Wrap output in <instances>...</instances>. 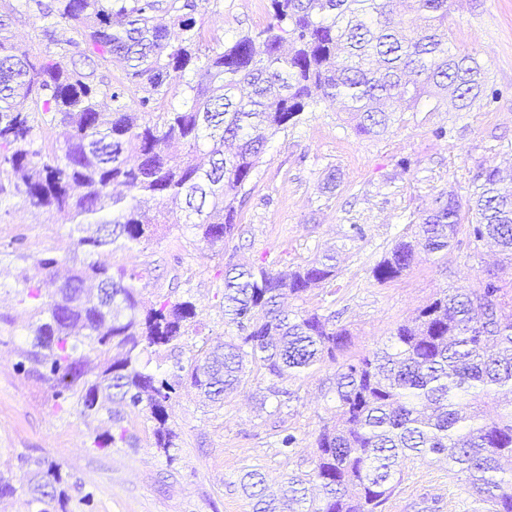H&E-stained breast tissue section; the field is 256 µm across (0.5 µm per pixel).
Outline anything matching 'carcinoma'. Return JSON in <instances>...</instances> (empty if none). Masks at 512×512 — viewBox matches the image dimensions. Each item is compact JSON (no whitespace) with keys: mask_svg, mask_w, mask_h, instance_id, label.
Segmentation results:
<instances>
[{"mask_svg":"<svg viewBox=\"0 0 512 512\" xmlns=\"http://www.w3.org/2000/svg\"><path fill=\"white\" fill-rule=\"evenodd\" d=\"M36 5L35 53L14 42L0 14V197L15 193L32 208L67 216L84 259L60 281L61 259H36L43 279L24 281L20 302L31 305L28 373L50 384L54 397L77 398L84 414L101 398L149 410L160 448L173 447L167 406L179 382L138 366L149 349L174 353L196 316L189 299L162 297L139 309L140 275L92 260L105 246L130 249L158 225L185 223L213 246L235 229L236 202L246 193L269 138L334 101L356 134L382 137L398 112L423 101L436 112L452 99L460 111L489 106L488 66L448 46L451 0H410L422 24L406 30L398 0H270V22L229 43L208 34L202 18L215 0H18ZM170 16L179 35L154 24ZM74 37L62 41L58 30ZM114 61L123 78L98 69ZM179 106L158 111L174 86ZM49 128L60 147L38 145ZM185 153H167L169 143ZM467 204L440 195L414 236L400 241L373 268L379 283L406 274L420 253L453 246L469 219L475 241H492L512 260V178L496 167ZM336 278L326 252L295 269L228 264L224 317L238 334L185 367L187 379L213 404L240 388L246 363L281 378L349 346L332 317L294 315L279 299ZM512 294L494 273L476 288L440 292L386 342L350 357L336 371V420L315 439L307 471L288 479L280 502L267 499L263 479L248 472L256 512H380L407 463L444 459L448 471L488 503L512 512V321L502 310ZM60 466L35 475L32 501L65 508Z\"/></svg>","mask_w":512,"mask_h":512,"instance_id":"carcinoma-1","label":"carcinoma"}]
</instances>
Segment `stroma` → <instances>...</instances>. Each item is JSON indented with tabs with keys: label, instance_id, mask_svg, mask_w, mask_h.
<instances>
[{
	"label": "stroma",
	"instance_id": "obj_1",
	"mask_svg": "<svg viewBox=\"0 0 512 512\" xmlns=\"http://www.w3.org/2000/svg\"><path fill=\"white\" fill-rule=\"evenodd\" d=\"M269 0H218L203 18L212 35L232 40L266 26ZM453 49L488 63V85L500 97L478 112H402L389 134L359 137L336 103L306 113L302 123L269 140L239 197L232 237L215 247L198 243L188 224H167L130 250L101 251L98 261L142 272V306L180 281L196 306L180 348L190 363L217 340L235 335L222 307L224 267L244 262L291 269L328 248L338 254L335 280L289 299L290 308L335 314L349 334L348 355L375 349L398 325L445 288H474L487 271L512 290V267L462 226L453 247L421 256L399 279L380 283L373 267L443 193L467 200L483 168L512 171V0H453L448 15ZM445 128L447 136L437 137ZM24 234L25 256L0 255V473L16 486L0 498V512H34L28 493L37 463L60 465L67 512H254L242 487L251 470L271 486L306 469L315 437L336 413L337 370L326 361L304 374L272 377L246 366L243 385L222 406L205 405L180 386L168 404L174 446L155 444L148 410L121 408L125 441L99 449L93 439L111 430L108 411L87 416L75 404L57 408L49 384L24 371L31 349L32 309L20 303L23 278L39 279L34 260L51 253L71 266L70 226L59 215L0 202V247ZM294 434L292 452L279 444ZM384 512H487V506L448 474L447 463L407 464Z\"/></svg>",
	"mask_w": 512,
	"mask_h": 512
}]
</instances>
